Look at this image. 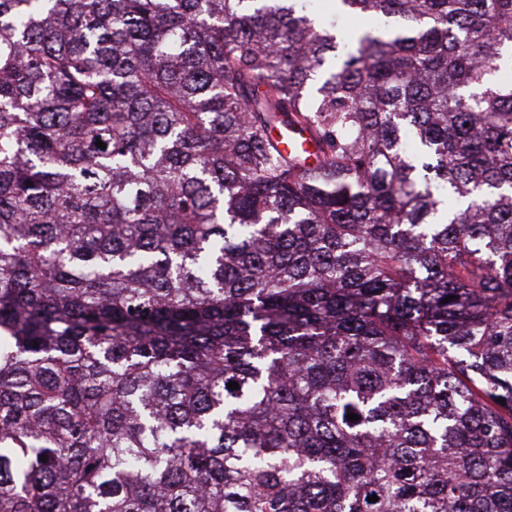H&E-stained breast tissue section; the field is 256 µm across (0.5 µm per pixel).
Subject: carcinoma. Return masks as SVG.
I'll return each instance as SVG.
<instances>
[{"label":"carcinoma","mask_w":512,"mask_h":512,"mask_svg":"<svg viewBox=\"0 0 512 512\" xmlns=\"http://www.w3.org/2000/svg\"><path fill=\"white\" fill-rule=\"evenodd\" d=\"M338 2L0 0V512H512V0Z\"/></svg>","instance_id":"cac0c4a2"}]
</instances>
